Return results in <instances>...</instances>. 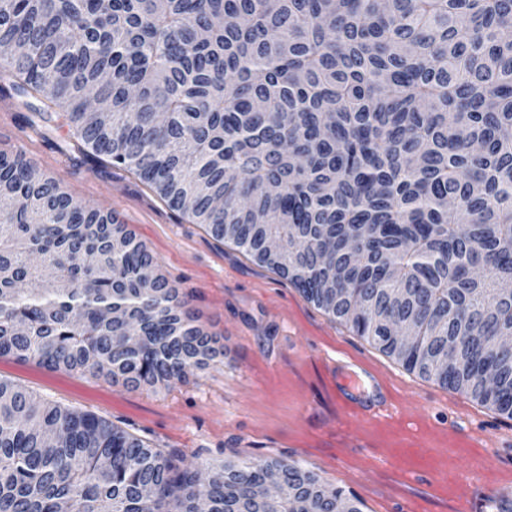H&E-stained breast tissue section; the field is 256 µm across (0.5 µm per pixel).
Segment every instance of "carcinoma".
Instances as JSON below:
<instances>
[{
    "mask_svg": "<svg viewBox=\"0 0 512 512\" xmlns=\"http://www.w3.org/2000/svg\"><path fill=\"white\" fill-rule=\"evenodd\" d=\"M0 70L406 370L512 419V0H0ZM154 266L0 151V357L149 389L224 363ZM273 472L279 512H362L298 464L201 469L0 378V512H265Z\"/></svg>",
    "mask_w": 512,
    "mask_h": 512,
    "instance_id": "cac0c4a2",
    "label": "carcinoma"
}]
</instances>
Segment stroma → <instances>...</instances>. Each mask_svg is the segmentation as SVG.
Here are the masks:
<instances>
[{
    "label": "stroma",
    "instance_id": "1",
    "mask_svg": "<svg viewBox=\"0 0 512 512\" xmlns=\"http://www.w3.org/2000/svg\"><path fill=\"white\" fill-rule=\"evenodd\" d=\"M35 99L18 95L0 74V150L23 154L74 200L112 214L157 258L156 273L179 288L189 308L224 346L221 365L189 374L165 389H131L111 379L49 371L0 357V377L37 396L109 420L155 448L211 463L230 453L296 463L360 503L362 512H459L454 475L461 462L483 469L470 488L471 512L490 502L512 506V484L489 481L512 474V420L448 387L404 370L349 327L308 301L287 278L206 226L172 209L134 171L80 149L67 127L42 121ZM332 341L392 371L411 386L416 412L439 428L480 427L485 447L456 443L448 453L422 447L420 433L402 427L352 447V428L314 355ZM289 371L308 396L306 406L276 398L251 377L253 361Z\"/></svg>",
    "mask_w": 512,
    "mask_h": 512
}]
</instances>
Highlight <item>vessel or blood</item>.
<instances>
[{"mask_svg":"<svg viewBox=\"0 0 512 512\" xmlns=\"http://www.w3.org/2000/svg\"><path fill=\"white\" fill-rule=\"evenodd\" d=\"M316 362L336 392L340 416L356 430L369 435L396 424L417 425L416 414L408 411L391 376L372 361L335 345L319 351ZM257 372L295 400L304 401L290 375L266 364L258 365Z\"/></svg>","mask_w":512,"mask_h":512,"instance_id":"b4317fda","label":"vessel or blood"}]
</instances>
